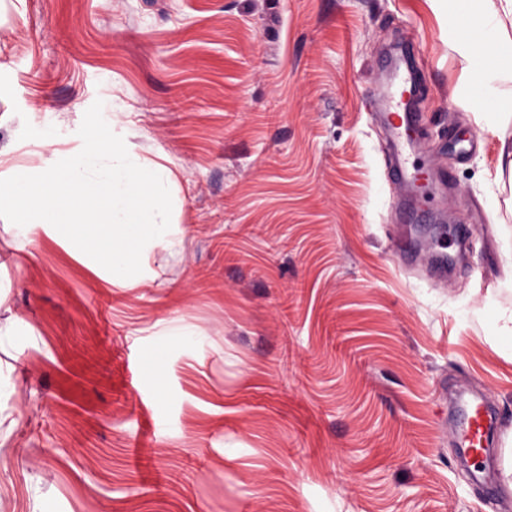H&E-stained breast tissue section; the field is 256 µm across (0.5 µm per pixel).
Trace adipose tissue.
<instances>
[{"mask_svg": "<svg viewBox=\"0 0 512 512\" xmlns=\"http://www.w3.org/2000/svg\"><path fill=\"white\" fill-rule=\"evenodd\" d=\"M448 12L467 31L479 61L512 66V38H487L488 15L512 20V0H448ZM134 122L120 104L108 120L77 113L72 128L54 119H17L0 147V229L16 251L46 241L78 259L108 288H161L150 259L181 242L185 203L177 163L151 139H133ZM43 157L40 167L16 164L18 152ZM475 317L489 340L512 350V309L487 297Z\"/></svg>", "mask_w": 512, "mask_h": 512, "instance_id": "ef3b65f1", "label": "adipose tissue"}]
</instances>
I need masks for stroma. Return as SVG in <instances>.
Wrapping results in <instances>:
<instances>
[{"label": "stroma", "instance_id": "stroma-1", "mask_svg": "<svg viewBox=\"0 0 512 512\" xmlns=\"http://www.w3.org/2000/svg\"><path fill=\"white\" fill-rule=\"evenodd\" d=\"M454 28L446 0H0V146L12 118L105 92L190 185L170 287L103 288L45 243L0 269L23 319L0 347V512H512V355L470 317L489 294L512 308V122L486 129L470 96L512 80ZM402 44L419 159L453 182L427 224L471 231L444 278L392 256L364 102ZM164 318L200 345L148 335ZM132 346L162 352L134 379ZM459 388L497 415L494 499L438 429Z\"/></svg>", "mask_w": 512, "mask_h": 512}]
</instances>
